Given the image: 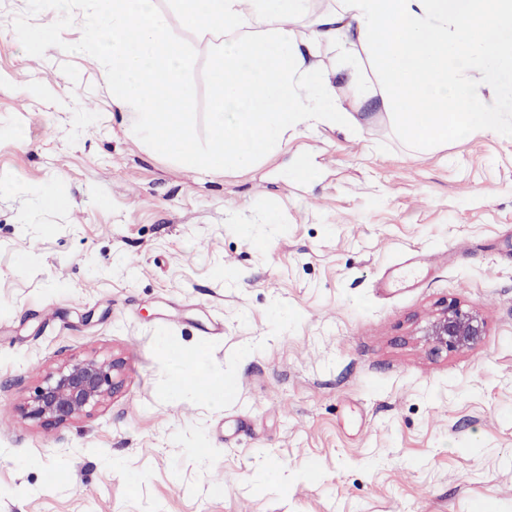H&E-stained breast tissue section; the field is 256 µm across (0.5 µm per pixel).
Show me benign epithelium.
Segmentation results:
<instances>
[{
  "instance_id": "obj_1",
  "label": "benign epithelium",
  "mask_w": 512,
  "mask_h": 512,
  "mask_svg": "<svg viewBox=\"0 0 512 512\" xmlns=\"http://www.w3.org/2000/svg\"><path fill=\"white\" fill-rule=\"evenodd\" d=\"M431 349L456 350L478 344L484 336V321L474 312L454 304L436 313L422 329ZM117 359L79 360L49 373L29 396L24 413L31 419L61 424L77 419L99 404L115 388Z\"/></svg>"
}]
</instances>
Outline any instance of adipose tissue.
Wrapping results in <instances>:
<instances>
[{"label":"adipose tissue","mask_w":512,"mask_h":512,"mask_svg":"<svg viewBox=\"0 0 512 512\" xmlns=\"http://www.w3.org/2000/svg\"><path fill=\"white\" fill-rule=\"evenodd\" d=\"M88 3L87 40L110 57L105 76L132 134L195 169L245 168L300 130L347 127L337 76L423 148L512 130V0H338L304 40L292 23L309 0H172L170 14L156 0ZM174 17L208 39L215 58L205 149L194 144L191 57L172 33ZM325 42L341 55L332 74L318 60ZM368 68L378 85L366 83Z\"/></svg>","instance_id":"obj_1"}]
</instances>
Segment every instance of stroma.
I'll use <instances>...</instances> for the list:
<instances>
[{"label": "stroma", "instance_id": "1", "mask_svg": "<svg viewBox=\"0 0 512 512\" xmlns=\"http://www.w3.org/2000/svg\"><path fill=\"white\" fill-rule=\"evenodd\" d=\"M87 12L0 0V512H512V136L415 149L341 83L352 127L196 170L130 134ZM173 32L203 143L213 56ZM449 304L486 334L436 354ZM89 357L113 394L23 416ZM198 364L223 404L177 390ZM54 40L52 26H43L28 30L24 35L26 49L32 55L39 53L45 46ZM121 362L79 360L50 372L29 396L23 410L31 419L61 424L77 419L115 388Z\"/></svg>", "mask_w": 512, "mask_h": 512}]
</instances>
